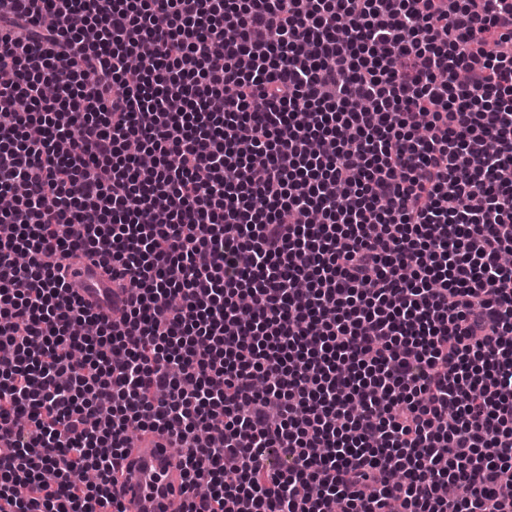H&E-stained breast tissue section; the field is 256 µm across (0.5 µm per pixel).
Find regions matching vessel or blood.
I'll return each mask as SVG.
<instances>
[{"label":"vessel or blood","instance_id":"1","mask_svg":"<svg viewBox=\"0 0 512 512\" xmlns=\"http://www.w3.org/2000/svg\"><path fill=\"white\" fill-rule=\"evenodd\" d=\"M74 292L104 321L118 316L122 297H111L112 284L99 267L73 264ZM182 468L167 435L146 432L136 439L119 469L114 491L124 512H182Z\"/></svg>","mask_w":512,"mask_h":512}]
</instances>
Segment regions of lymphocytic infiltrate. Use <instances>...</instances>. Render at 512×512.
I'll list each match as a JSON object with an SVG mask.
<instances>
[{
    "instance_id": "lymphocytic-infiltrate-1",
    "label": "lymphocytic infiltrate",
    "mask_w": 512,
    "mask_h": 512,
    "mask_svg": "<svg viewBox=\"0 0 512 512\" xmlns=\"http://www.w3.org/2000/svg\"><path fill=\"white\" fill-rule=\"evenodd\" d=\"M507 168L512 0H0V501L512 512ZM71 271L75 272V275L71 276L73 291L90 305L102 320L112 322L116 319L119 316L117 309L123 306L124 297H114L112 302V283L103 276L101 269L86 263H75ZM95 283L100 288H93ZM105 292L108 299L102 296ZM165 434L145 432L129 448L114 492L124 512H181L182 468Z\"/></svg>"
}]
</instances>
